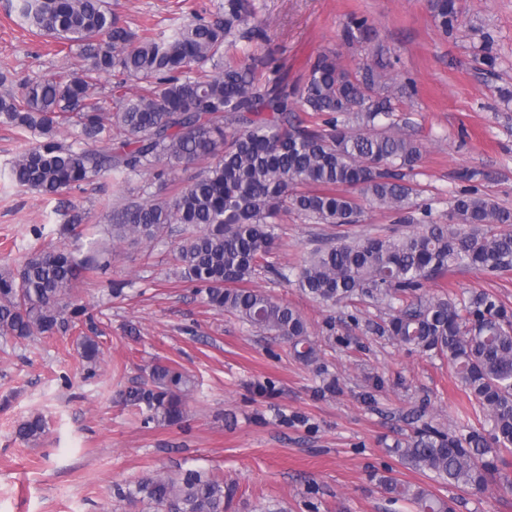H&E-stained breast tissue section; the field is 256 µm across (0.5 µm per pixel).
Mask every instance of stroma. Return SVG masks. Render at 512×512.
Here are the masks:
<instances>
[{
  "instance_id": "stroma-1",
  "label": "stroma",
  "mask_w": 512,
  "mask_h": 512,
  "mask_svg": "<svg viewBox=\"0 0 512 512\" xmlns=\"http://www.w3.org/2000/svg\"><path fill=\"white\" fill-rule=\"evenodd\" d=\"M131 29L167 27L189 7L217 10L221 0H108ZM462 23L453 35L435 26L429 0H254L268 41L239 42L240 54L272 52L291 74L304 72L325 47L344 66L374 63L377 47L391 53L396 83L416 92L401 108L408 134L422 146L417 182L434 223L448 221L458 172L480 173L479 190L512 207V0H457ZM366 15L373 44L342 46L351 13ZM491 38L494 67L478 55ZM73 55L32 35L15 0H0V88L69 69ZM34 136L0 125V267H18L31 253L77 244L86 226L106 228L109 207L140 197L143 186L171 196L175 182L134 175L45 196L11 182L2 171ZM82 224L67 229L71 213ZM410 227L388 210L365 206L360 223L317 224L297 211L280 215L270 260L292 266L323 241L401 235ZM175 239L154 247L123 244L109 270L75 290L90 318L53 335L0 339V512H148L120 500L128 486L156 472L202 469L235 484L226 512H412L390 499L375 478L389 475L454 499L456 512H512V454L503 480L463 489L402 463L396 441L413 432L417 414L463 434L468 401L447 360L397 345L374 333L387 310L379 304L326 307L295 283L259 272L253 288L296 309L305 319L319 361L296 359L288 343L209 306L183 283L173 259ZM124 282L113 296L115 282ZM462 294L487 291L512 308V271L463 270L445 284ZM97 337L103 358L88 369L79 336ZM157 363L194 381L184 426L146 422L123 400ZM41 415L46 433L23 441L17 426Z\"/></svg>"
}]
</instances>
